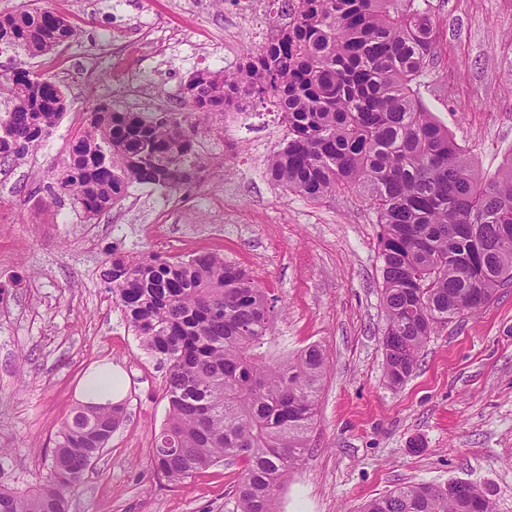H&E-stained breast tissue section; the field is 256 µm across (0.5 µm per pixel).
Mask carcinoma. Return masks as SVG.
Returning a JSON list of instances; mask_svg holds the SVG:
<instances>
[{"mask_svg":"<svg viewBox=\"0 0 512 512\" xmlns=\"http://www.w3.org/2000/svg\"><path fill=\"white\" fill-rule=\"evenodd\" d=\"M288 25L230 73L198 71L184 86L190 111L134 112L100 104L47 186L98 216L134 184L186 191L207 165L192 117L243 100L271 103L288 140L267 158L270 179L313 201L347 188L381 224L386 376L403 384L435 330L476 313L512 286V155L481 173L422 105L416 80L435 65L437 38L420 0H281ZM75 27L25 3L0 16V52L41 56L69 45ZM0 162L37 149L67 111L62 85L24 68L0 74ZM104 287L164 372L168 415L154 434L153 475L181 483L220 461L242 477L234 512H279L278 494L308 448L327 353L310 345L280 357L276 304L245 270L204 253L190 259L112 253ZM125 418V404L75 406L49 471L24 490L0 486V512H67V495ZM362 512H494L476 485L414 483Z\"/></svg>","mask_w":512,"mask_h":512,"instance_id":"1","label":"carcinoma"}]
</instances>
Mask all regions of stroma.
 I'll return each mask as SVG.
<instances>
[{
    "instance_id": "1",
    "label": "stroma",
    "mask_w": 512,
    "mask_h": 512,
    "mask_svg": "<svg viewBox=\"0 0 512 512\" xmlns=\"http://www.w3.org/2000/svg\"><path fill=\"white\" fill-rule=\"evenodd\" d=\"M247 0H41L78 36L56 53L0 54L60 81L68 110L38 150L0 164V485L47 471L62 421L93 367L126 376V416L69 498V512H231L241 468L224 462L179 485L151 472L167 418L164 378L104 287L113 253L213 252L247 269L277 300L276 354L324 346L329 369L309 450L280 492L281 512H359L394 486L472 482L512 512V288L441 327L404 384L385 374L381 231L348 189L312 201L266 173L282 115L245 104L242 121L201 119L202 160L220 173L190 191L133 186L92 220L47 190L95 104L136 109L122 87L139 76L155 112H183L197 71H235L288 19ZM437 64L419 95L482 170L512 154V0H430ZM161 224L165 234L153 236Z\"/></svg>"
}]
</instances>
